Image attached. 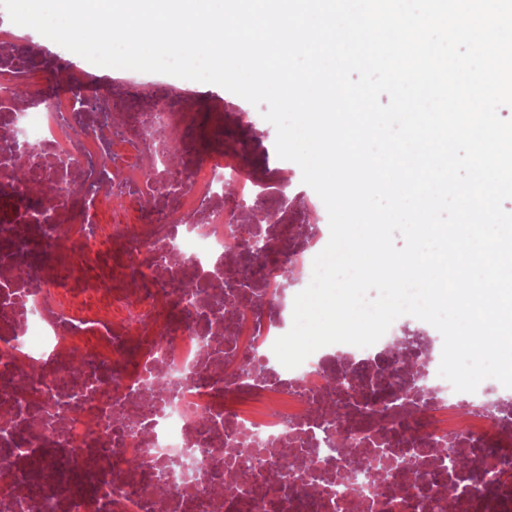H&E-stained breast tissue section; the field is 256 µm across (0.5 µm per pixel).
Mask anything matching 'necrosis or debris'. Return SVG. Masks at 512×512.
Instances as JSON below:
<instances>
[{
	"instance_id": "4bbe7bcc",
	"label": "necrosis or debris",
	"mask_w": 512,
	"mask_h": 512,
	"mask_svg": "<svg viewBox=\"0 0 512 512\" xmlns=\"http://www.w3.org/2000/svg\"><path fill=\"white\" fill-rule=\"evenodd\" d=\"M2 70L0 130L23 129L31 151L0 144V512H512V395L490 411L483 390L455 391L438 374L441 335L406 355L389 330L279 362L290 326L268 286L318 238L261 225L271 256L257 259L226 222L237 200L277 202V169L245 165L221 134L198 147L183 97L144 112L127 95L117 117L112 89L46 95L14 51ZM104 153L118 173L99 169ZM21 165L43 192L16 178ZM117 200L129 219L103 223ZM182 281L200 286L198 304ZM404 457L413 479L342 480Z\"/></svg>"
}]
</instances>
